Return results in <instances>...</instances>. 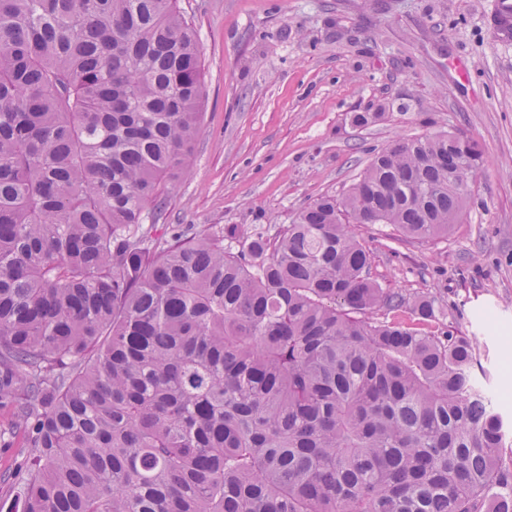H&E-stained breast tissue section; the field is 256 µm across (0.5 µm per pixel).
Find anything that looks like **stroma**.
I'll list each match as a JSON object with an SVG mask.
<instances>
[{
	"instance_id": "1",
	"label": "stroma",
	"mask_w": 512,
	"mask_h": 512,
	"mask_svg": "<svg viewBox=\"0 0 512 512\" xmlns=\"http://www.w3.org/2000/svg\"><path fill=\"white\" fill-rule=\"evenodd\" d=\"M495 3L179 0L202 46L206 108L155 234L272 231L342 196L394 139L463 132L484 159L463 224L429 242L385 224L354 232L377 283L434 296L442 323L473 338L491 391L512 393V37L492 25ZM358 112L378 119L355 126Z\"/></svg>"
}]
</instances>
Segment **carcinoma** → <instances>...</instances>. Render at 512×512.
Segmentation results:
<instances>
[{
	"label": "carcinoma",
	"instance_id": "cac0c4a2",
	"mask_svg": "<svg viewBox=\"0 0 512 512\" xmlns=\"http://www.w3.org/2000/svg\"><path fill=\"white\" fill-rule=\"evenodd\" d=\"M177 0H0V410L19 512H512L504 421L354 224L448 234L483 153L402 138L273 236L153 234L201 130ZM409 310V321L394 316ZM21 437H17L12 448H4L0 443V475L7 477L14 474V477L21 475L27 463L31 448L23 447Z\"/></svg>",
	"mask_w": 512,
	"mask_h": 512
}]
</instances>
